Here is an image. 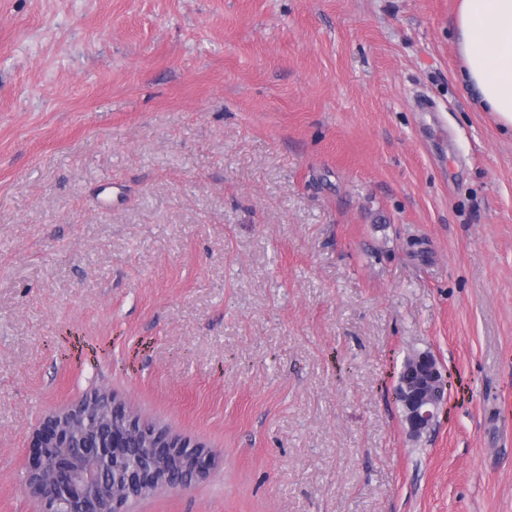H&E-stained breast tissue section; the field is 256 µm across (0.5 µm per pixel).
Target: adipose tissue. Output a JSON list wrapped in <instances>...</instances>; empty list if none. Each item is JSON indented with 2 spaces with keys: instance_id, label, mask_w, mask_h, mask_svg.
I'll return each mask as SVG.
<instances>
[{
  "instance_id": "ef3b65f1",
  "label": "adipose tissue",
  "mask_w": 512,
  "mask_h": 512,
  "mask_svg": "<svg viewBox=\"0 0 512 512\" xmlns=\"http://www.w3.org/2000/svg\"><path fill=\"white\" fill-rule=\"evenodd\" d=\"M453 25L457 80L512 137V0H460Z\"/></svg>"
}]
</instances>
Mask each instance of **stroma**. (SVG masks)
I'll return each mask as SVG.
<instances>
[{
  "instance_id": "1",
  "label": "stroma",
  "mask_w": 512,
  "mask_h": 512,
  "mask_svg": "<svg viewBox=\"0 0 512 512\" xmlns=\"http://www.w3.org/2000/svg\"><path fill=\"white\" fill-rule=\"evenodd\" d=\"M456 6L0 0V512L98 388L215 459L128 512H512V139ZM417 379L402 390L395 389V399L402 401L408 412L411 434L419 437L436 418L447 400V381L436 359L429 353H420L411 361Z\"/></svg>"
}]
</instances>
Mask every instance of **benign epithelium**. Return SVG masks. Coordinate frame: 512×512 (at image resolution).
I'll return each instance as SVG.
<instances>
[{
  "label": "benign epithelium",
  "instance_id": "1",
  "mask_svg": "<svg viewBox=\"0 0 512 512\" xmlns=\"http://www.w3.org/2000/svg\"><path fill=\"white\" fill-rule=\"evenodd\" d=\"M417 379L395 399L420 436L447 400V381L436 359L412 360ZM212 456L140 421L112 394L94 391L47 416L31 442L26 484L42 512H127L133 498L162 488H186L204 478Z\"/></svg>",
  "mask_w": 512,
  "mask_h": 512
}]
</instances>
